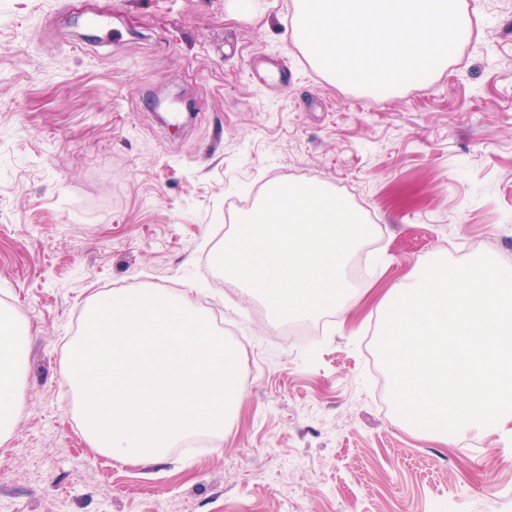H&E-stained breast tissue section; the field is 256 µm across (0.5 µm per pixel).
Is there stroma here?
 Returning a JSON list of instances; mask_svg holds the SVG:
<instances>
[{
	"mask_svg": "<svg viewBox=\"0 0 512 512\" xmlns=\"http://www.w3.org/2000/svg\"><path fill=\"white\" fill-rule=\"evenodd\" d=\"M458 63L386 96L292 40L293 0H0V303L30 324L26 399L0 442V512H512V432L442 444L374 400L386 288L417 263L512 266V0ZM105 29H91L98 14ZM183 94L182 128L156 98ZM311 183L380 227L374 280L293 337L213 256L260 182ZM114 288L185 292L251 345L207 447L122 462L85 440L65 379L75 319Z\"/></svg>",
	"mask_w": 512,
	"mask_h": 512,
	"instance_id": "obj_1",
	"label": "stroma"
}]
</instances>
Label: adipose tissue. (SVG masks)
I'll return each instance as SVG.
<instances>
[{
    "instance_id": "obj_1",
    "label": "adipose tissue",
    "mask_w": 512,
    "mask_h": 512,
    "mask_svg": "<svg viewBox=\"0 0 512 512\" xmlns=\"http://www.w3.org/2000/svg\"><path fill=\"white\" fill-rule=\"evenodd\" d=\"M28 325L0 308V441L15 428L24 401V352Z\"/></svg>"
}]
</instances>
